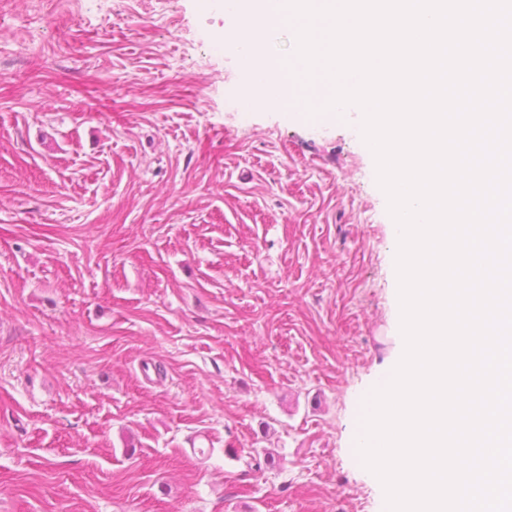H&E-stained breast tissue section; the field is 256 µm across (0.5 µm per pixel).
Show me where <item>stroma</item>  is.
I'll list each match as a JSON object with an SVG mask.
<instances>
[{
  "label": "stroma",
  "instance_id": "obj_1",
  "mask_svg": "<svg viewBox=\"0 0 512 512\" xmlns=\"http://www.w3.org/2000/svg\"><path fill=\"white\" fill-rule=\"evenodd\" d=\"M205 0H0V512H386L402 351L358 125L243 97Z\"/></svg>",
  "mask_w": 512,
  "mask_h": 512
}]
</instances>
